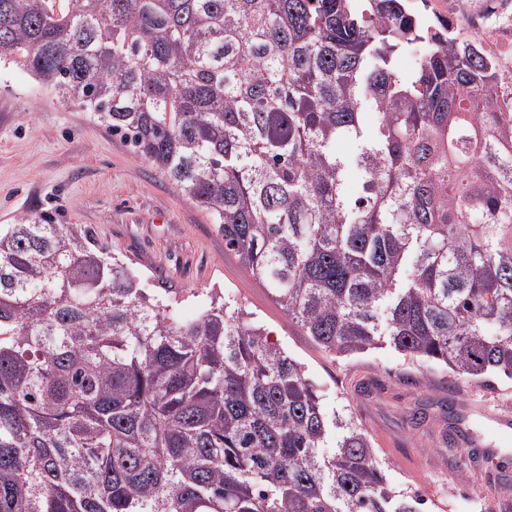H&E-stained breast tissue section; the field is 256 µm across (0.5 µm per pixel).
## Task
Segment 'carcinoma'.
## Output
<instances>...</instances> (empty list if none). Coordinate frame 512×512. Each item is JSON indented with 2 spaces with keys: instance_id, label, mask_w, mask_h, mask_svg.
Instances as JSON below:
<instances>
[{
  "instance_id": "cac0c4a2",
  "label": "carcinoma",
  "mask_w": 512,
  "mask_h": 512,
  "mask_svg": "<svg viewBox=\"0 0 512 512\" xmlns=\"http://www.w3.org/2000/svg\"><path fill=\"white\" fill-rule=\"evenodd\" d=\"M0 52L123 134L328 354L512 380V112L405 0H0ZM177 304L82 224L0 226V512H420L244 305Z\"/></svg>"
}]
</instances>
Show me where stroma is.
I'll use <instances>...</instances> for the list:
<instances>
[{
  "instance_id": "obj_1",
  "label": "stroma",
  "mask_w": 512,
  "mask_h": 512,
  "mask_svg": "<svg viewBox=\"0 0 512 512\" xmlns=\"http://www.w3.org/2000/svg\"><path fill=\"white\" fill-rule=\"evenodd\" d=\"M33 209L60 224L89 225L143 288H177L181 318L195 317L213 288L244 303L271 340L305 365L327 410L347 408L363 426L389 483L417 492L423 512H512V484L486 475L466 452L472 436H482L506 449L512 471V430L480 414L512 415V381L477 382L388 347L326 354L127 138L0 54V225Z\"/></svg>"
}]
</instances>
